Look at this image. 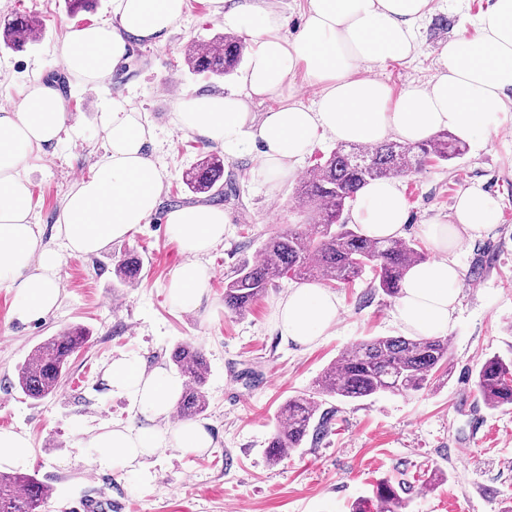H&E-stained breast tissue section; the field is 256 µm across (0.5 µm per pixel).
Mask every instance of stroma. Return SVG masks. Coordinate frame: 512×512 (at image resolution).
Wrapping results in <instances>:
<instances>
[{"mask_svg":"<svg viewBox=\"0 0 512 512\" xmlns=\"http://www.w3.org/2000/svg\"><path fill=\"white\" fill-rule=\"evenodd\" d=\"M490 0H434L421 23L423 51L417 57L376 66L373 76L394 91L427 81L435 50L452 25L474 20ZM26 14L42 20L40 43L20 51L0 49V94L15 95L32 73L63 75L68 121L80 130L63 140L29 171L34 215L46 240H54L60 201L77 180L91 174L101 153L103 120L113 103L127 102L153 125L154 153L169 171L162 204L150 223L129 239L86 258L65 257L60 268L62 299L54 315L27 325L9 318L11 297L0 291V429L26 433L32 445L24 470L51 486L44 512H74L80 502L108 499L111 512H350L371 497L380 480L400 488L409 512H512V410L485 407L475 375L488 357L512 356V111L495 132L467 144L462 156L423 167L400 178L409 222L406 239L418 228L447 219L459 193L481 185L501 208L499 224L487 236L464 241L454 254L462 285L448 329L449 365L427 388L409 395L382 394L364 400L324 397L327 430L306 438L278 463L266 457L281 405L292 396L314 394L323 371L340 352L378 336H396L394 299L371 291L370 275L336 288L340 316L334 329L312 346L282 339L271 321L277 302L296 287L276 280L268 294L242 317L224 308V279L242 261L255 260L264 240L289 225L305 223L310 207L299 193V175L324 161L337 143L321 140L297 167L298 175L268 191L251 157L224 164L235 188L223 203L231 218L223 243L202 262L211 277L201 306L184 312L172 304L167 285L184 260L166 233L165 214L176 205L206 202L185 190L183 172L203 151L199 138L174 125L176 95L195 89L243 93L240 74L207 79L189 72L183 47L224 32L211 0H188L179 29L165 44L137 45L128 66L99 83L66 75L56 52L70 25L112 17V0L96 11L68 13L64 0H5L0 18ZM143 258L138 287L114 289L112 259L125 249ZM89 334L75 353L61 386L33 401L16 386V368L31 349L65 328ZM200 346L209 363L203 416L215 446L203 454L165 450L142 468L101 463L90 436L107 424L140 426L143 420L126 398L113 395L106 371L123 355L147 366H169L181 342ZM152 489L137 492L142 473Z\"/></svg>","mask_w":512,"mask_h":512,"instance_id":"obj_1","label":"stroma"}]
</instances>
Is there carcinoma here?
Listing matches in <instances>:
<instances>
[{
	"mask_svg": "<svg viewBox=\"0 0 512 512\" xmlns=\"http://www.w3.org/2000/svg\"><path fill=\"white\" fill-rule=\"evenodd\" d=\"M43 25L26 15L15 14L0 25V40L20 50L42 39ZM245 40L235 35H217L194 42L185 52V62L195 75L224 78L241 65ZM464 144L440 132L414 144L385 140L374 145L342 142L321 164L309 169L300 187L312 203L308 222L269 236L253 262L238 265L224 279V307L236 316L245 315L267 294L276 279L294 276L326 285L347 284L365 269L373 272V290L395 296L403 278L414 265L426 260L417 244L402 237L376 240L343 220L348 203L369 183L408 176L431 161L446 162L462 155ZM224 176V160L204 156L185 173L184 184L195 194L213 191ZM143 261L127 252L114 264L119 285L135 286ZM88 342L80 327L70 328L37 344L17 368L16 384L32 399L52 394L60 385L69 358ZM448 338L444 336L373 337L340 354L322 374L317 394L355 400L383 393L410 394L431 384L436 372L448 362ZM171 361L185 378L174 405L183 420H193L208 408L204 387L209 365L202 349L182 343L171 352ZM475 386L490 410L512 407V360L500 356L487 359L475 375ZM320 403L312 397L295 396L280 408L278 424L267 445L270 462L280 461L299 447L309 433H321L326 421H316ZM52 496L50 486L21 472H0V512H41ZM405 512L407 503L388 481L377 484L370 500H359L352 512Z\"/></svg>",
	"mask_w": 512,
	"mask_h": 512,
	"instance_id": "obj_1",
	"label": "carcinoma"
}]
</instances>
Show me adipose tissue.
Instances as JSON below:
<instances>
[{
    "instance_id": "obj_1",
    "label": "adipose tissue",
    "mask_w": 512,
    "mask_h": 512,
    "mask_svg": "<svg viewBox=\"0 0 512 512\" xmlns=\"http://www.w3.org/2000/svg\"><path fill=\"white\" fill-rule=\"evenodd\" d=\"M225 25L243 30L255 48L242 73L245 96L204 91L178 99L176 124L186 134L220 148L225 157L255 152L257 171L273 185L293 175L323 138L375 144L389 137L416 143L443 129L475 141L497 128L512 106V0H495L473 28H459L442 42L432 77L394 91L385 81L360 75L363 67L401 62L421 53L420 23L432 0H307L293 36L273 0H213ZM188 0H112V18L70 26L58 48L65 70L88 83L108 79L128 64L133 44L159 45L182 19ZM318 88L313 105L299 102L293 86ZM274 99L263 115L251 112L253 98ZM67 102L52 82L34 77L12 109L0 112V290L12 296L11 321L25 325L53 313L61 302L63 256L96 254L129 238L149 223L161 204L166 168L149 152L152 126L140 112L115 105L103 125V155L88 178L60 203L57 234L65 252L45 243L33 221L28 171L63 137ZM498 202L481 186L461 192L448 221L421 225L431 259L405 275L394 302V319L413 335L446 333L456 310L460 272L452 258L463 241L498 224ZM353 223L372 238L402 235L409 221L398 183L366 186L352 212ZM230 222L223 209L191 205L171 210L168 234L186 259L168 291L182 310L200 307L207 292L201 262L223 242ZM340 303L329 288L308 283L279 302L274 326L288 341L311 345L332 330ZM113 394L125 397L142 426L112 424L90 438L101 458L135 466L160 450L200 454L214 446L202 423L159 429L181 393L182 378L136 358L113 360L107 370Z\"/></svg>"
}]
</instances>
